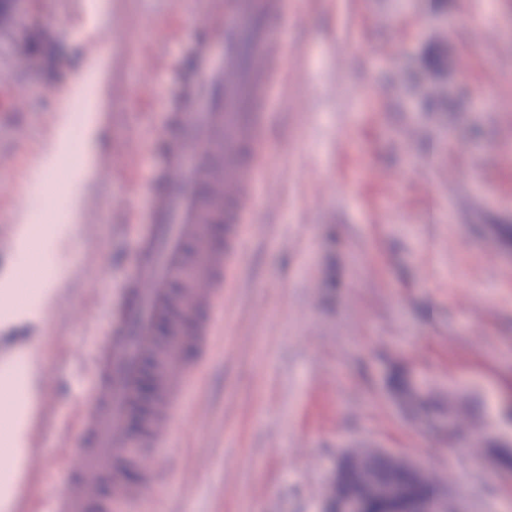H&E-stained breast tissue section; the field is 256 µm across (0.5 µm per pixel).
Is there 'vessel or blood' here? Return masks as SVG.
I'll return each instance as SVG.
<instances>
[{
    "label": "vessel or blood",
    "mask_w": 512,
    "mask_h": 512,
    "mask_svg": "<svg viewBox=\"0 0 512 512\" xmlns=\"http://www.w3.org/2000/svg\"><path fill=\"white\" fill-rule=\"evenodd\" d=\"M301 0H203L189 45L193 75L163 113L165 140L133 185L145 204L130 226L135 259L106 294L104 321L85 368L82 445L64 455L66 482L38 512H138L143 489L118 467L155 456L186 408L223 329L217 318L256 211L267 204L273 102L295 57L288 17ZM155 381L144 397L145 377Z\"/></svg>",
    "instance_id": "vessel-or-blood-1"
}]
</instances>
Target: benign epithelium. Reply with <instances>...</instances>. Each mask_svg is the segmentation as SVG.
<instances>
[{
	"mask_svg": "<svg viewBox=\"0 0 512 512\" xmlns=\"http://www.w3.org/2000/svg\"><path fill=\"white\" fill-rule=\"evenodd\" d=\"M378 454L404 465L406 482L401 485L370 480L360 490L352 489L347 482L350 467L359 464L357 453H350L351 460L336 465L328 482L324 497V512H448V496L442 495L440 507L433 508L428 497L411 493V487H426L435 482L433 473L386 449Z\"/></svg>",
	"mask_w": 512,
	"mask_h": 512,
	"instance_id": "7a95c632",
	"label": "benign epithelium"
}]
</instances>
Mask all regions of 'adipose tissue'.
Returning a JSON list of instances; mask_svg holds the SVG:
<instances>
[{"instance_id": "ef3b65f1", "label": "adipose tissue", "mask_w": 512, "mask_h": 512, "mask_svg": "<svg viewBox=\"0 0 512 512\" xmlns=\"http://www.w3.org/2000/svg\"><path fill=\"white\" fill-rule=\"evenodd\" d=\"M110 74V61L101 55L85 60L67 81L58 107L59 123L42 148L38 166L42 172H57V194L51 199L33 197L29 214L15 218L20 230L14 261L39 266V278L24 287L16 276L0 277V333L9 335L7 350L0 352V447L7 457L0 466V512H15L22 492L30 426L45 365L40 348L22 331L30 325L41 327L66 280L69 245L95 181L109 110ZM78 101L84 104L80 160L65 168L61 162L71 143L72 110Z\"/></svg>"}]
</instances>
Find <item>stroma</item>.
Segmentation results:
<instances>
[{"label": "stroma", "mask_w": 512, "mask_h": 512, "mask_svg": "<svg viewBox=\"0 0 512 512\" xmlns=\"http://www.w3.org/2000/svg\"><path fill=\"white\" fill-rule=\"evenodd\" d=\"M193 0H17L37 64L9 68L0 41V162L17 189L51 134L68 76L101 27L122 29L112 59L104 148L122 156L151 129L188 67ZM297 71L269 129L279 202L250 230L231 328L195 397L205 429L181 423L147 485L150 512H323L348 451L383 448L442 478L457 512H512V0H309L288 21ZM22 76L29 104L9 112ZM89 227L71 242V274L38 341L45 355L31 453L16 512L60 490L59 425L85 395V358L109 281L131 256L139 203L126 178L93 183ZM88 231V232H89ZM403 369L430 416L408 415L388 387Z\"/></svg>", "instance_id": "35a3bbf8"}]
</instances>
